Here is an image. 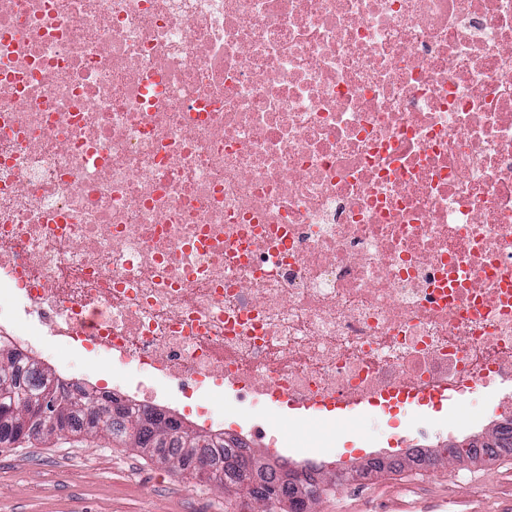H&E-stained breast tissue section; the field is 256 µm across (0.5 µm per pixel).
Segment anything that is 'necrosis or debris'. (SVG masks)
<instances>
[{
	"label": "necrosis or debris",
	"instance_id": "1",
	"mask_svg": "<svg viewBox=\"0 0 512 512\" xmlns=\"http://www.w3.org/2000/svg\"><path fill=\"white\" fill-rule=\"evenodd\" d=\"M209 405L512 386V0H0V303Z\"/></svg>",
	"mask_w": 512,
	"mask_h": 512
}]
</instances>
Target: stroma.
I'll return each mask as SVG.
<instances>
[{
  "mask_svg": "<svg viewBox=\"0 0 512 512\" xmlns=\"http://www.w3.org/2000/svg\"><path fill=\"white\" fill-rule=\"evenodd\" d=\"M499 396L475 394L456 424L447 412H429L393 429L365 411L337 426L336 445L324 462L327 476L357 471L355 481L315 504L314 512H400L403 501L440 503L443 512H512V456L473 463L452 459L429 474L398 464L415 426L430 429L427 447L470 439L504 417ZM388 461L366 471V461ZM460 473L448 479L449 470ZM219 486L173 475L133 448H118L105 436H69L49 443L0 446V512H224Z\"/></svg>",
  "mask_w": 512,
  "mask_h": 512,
  "instance_id": "35a3bbf8",
  "label": "stroma"
}]
</instances>
